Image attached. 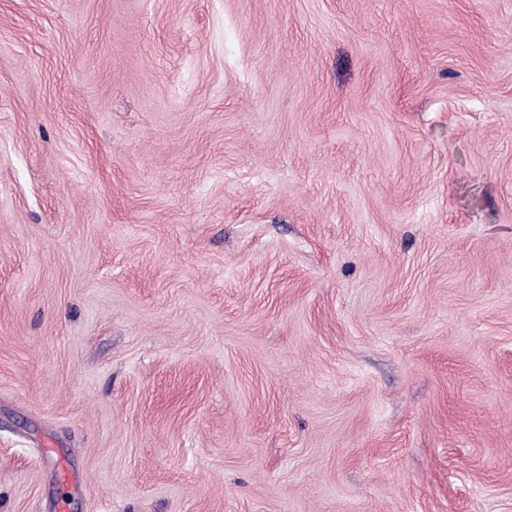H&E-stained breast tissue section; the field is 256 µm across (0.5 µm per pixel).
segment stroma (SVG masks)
I'll return each mask as SVG.
<instances>
[{"label": "stroma", "instance_id": "35a3bbf8", "mask_svg": "<svg viewBox=\"0 0 512 512\" xmlns=\"http://www.w3.org/2000/svg\"><path fill=\"white\" fill-rule=\"evenodd\" d=\"M0 512H512V0H0Z\"/></svg>", "mask_w": 512, "mask_h": 512}]
</instances>
